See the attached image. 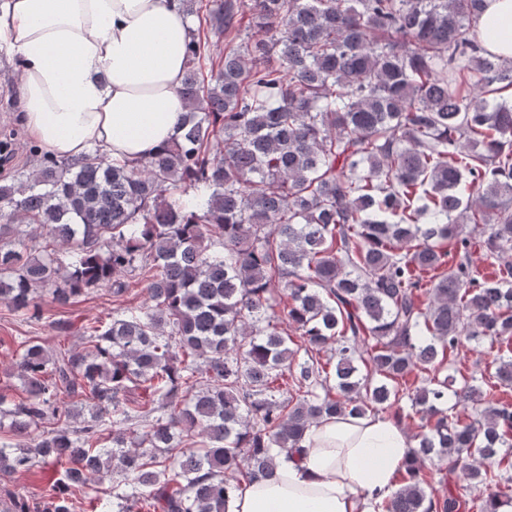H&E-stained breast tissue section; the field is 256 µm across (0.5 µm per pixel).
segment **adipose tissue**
<instances>
[{"label": "adipose tissue", "mask_w": 512, "mask_h": 512, "mask_svg": "<svg viewBox=\"0 0 512 512\" xmlns=\"http://www.w3.org/2000/svg\"><path fill=\"white\" fill-rule=\"evenodd\" d=\"M192 22L181 0H0L31 141L56 158L134 161L179 133ZM485 45L512 58V0H486ZM299 458L236 493L228 512H375L409 456L403 429L374 416L323 418Z\"/></svg>", "instance_id": "ef3b65f1"}]
</instances>
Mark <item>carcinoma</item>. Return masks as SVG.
I'll list each match as a JSON object with an SVG mask.
<instances>
[{"instance_id":"1","label":"carcinoma","mask_w":512,"mask_h":512,"mask_svg":"<svg viewBox=\"0 0 512 512\" xmlns=\"http://www.w3.org/2000/svg\"><path fill=\"white\" fill-rule=\"evenodd\" d=\"M484 2L183 0L178 138L0 185V304L113 303L80 351L16 341L0 473L58 478L0 512H227L317 420L404 400L425 425L378 512H512V60ZM464 346L492 368L447 373ZM435 457L486 494H432Z\"/></svg>"}]
</instances>
